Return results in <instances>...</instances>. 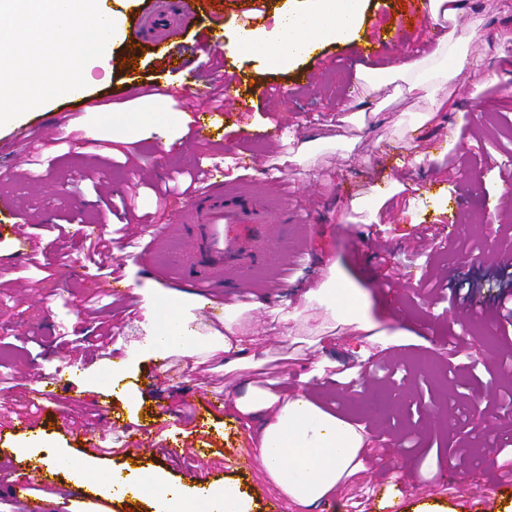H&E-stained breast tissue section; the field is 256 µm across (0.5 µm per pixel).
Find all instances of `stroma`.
Instances as JSON below:
<instances>
[{
	"mask_svg": "<svg viewBox=\"0 0 512 512\" xmlns=\"http://www.w3.org/2000/svg\"><path fill=\"white\" fill-rule=\"evenodd\" d=\"M411 3L365 0L358 41L325 46L276 71L230 46L239 26L271 29L288 0H197L199 21L183 42L215 32L227 72L275 93L247 116L226 113L223 138L209 143L187 129L167 134L148 125L123 140L99 130L103 114L132 117L153 101L172 112L212 107V99L196 97L189 70H170L150 48L129 55L120 47L106 64L89 62L82 106L54 99L24 113L18 127L0 128V225L21 219L16 234L0 238L1 447L33 444L53 460L64 449L84 451V434L93 431L112 453L90 473L92 482L107 471L129 480L156 470L181 484L202 461L208 484L237 490L245 512H323L281 494L259 458L257 423L232 406L248 385L279 377L282 391L308 395L372 437L359 469L329 495L334 512H512V477L480 452L495 440L465 418L472 403L494 407L512 388V373L499 369L512 354V324L491 310L462 314L449 307L448 290L432 289L459 256L512 251V207L496 200L499 181L512 180V69L499 59L512 55V39L502 37L512 25V0H477L486 20L477 51L498 80L478 92L463 80L449 86L461 147L446 151L443 133L432 134L422 148L437 157L417 165L391 141L394 122L419 111L415 100L394 97L387 86L377 94L384 109L367 114L364 128L341 120L358 65L397 64L440 36L426 17L411 18ZM289 127L315 147L306 162L287 159L282 136ZM182 172L269 200L286 225L282 241L296 253L287 284L245 314L265 353L261 367L225 371L220 352L174 354L159 364L146 352L151 327L142 306L165 286L154 269L169 252L192 250L175 223L187 196L162 192ZM396 182L412 187L415 215L396 201L377 224L350 211L353 198ZM452 196L463 200L458 219L468 234L448 228ZM154 224L169 232L145 257L136 243ZM333 264L363 290L377 330L415 336L373 354L367 389L337 380L358 365L351 348L360 331L333 323L318 340L289 335L273 314L303 308L306 288L324 281ZM125 278L139 293L110 295L114 280ZM465 332L469 345L449 357V343ZM132 351L137 361L104 400L92 389L98 369ZM66 364L71 389L60 393L52 377ZM133 393L138 401H130ZM217 399L221 407L197 428L191 404ZM107 402L123 423L150 427L171 454L130 462L122 431L109 430L101 413ZM23 421L34 430L17 431ZM197 448L204 459L194 456ZM452 463L462 479L448 478ZM495 482L497 497L484 498L483 487Z\"/></svg>",
	"mask_w": 512,
	"mask_h": 512,
	"instance_id": "35a3bbf8",
	"label": "stroma"
}]
</instances>
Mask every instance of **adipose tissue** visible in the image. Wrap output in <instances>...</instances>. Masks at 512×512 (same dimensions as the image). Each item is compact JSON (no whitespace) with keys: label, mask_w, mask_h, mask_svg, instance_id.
Returning a JSON list of instances; mask_svg holds the SVG:
<instances>
[{"label":"adipose tissue","mask_w":512,"mask_h":512,"mask_svg":"<svg viewBox=\"0 0 512 512\" xmlns=\"http://www.w3.org/2000/svg\"><path fill=\"white\" fill-rule=\"evenodd\" d=\"M363 0H307L306 5L282 11L273 34L261 29L237 32L233 52L261 58L273 69L285 70L297 61L307 60L320 44L343 43L360 30ZM427 17L442 26L443 34L432 50L406 58L392 68L359 66L354 95L347 106L348 123L363 126L364 104L374 100L381 87L393 86L396 94L415 96L424 105L411 122H397L392 140L415 162H422L420 143L430 128L448 129V114L455 106L448 86L463 78L475 84L489 82L482 56L470 54L472 45L483 43L485 19L476 0H428ZM465 26H458L461 16ZM149 120L164 128H182L188 122L183 113L167 112L147 106L141 117L119 118L106 115L103 130L113 137ZM449 148L459 144L457 130L448 129ZM308 301L324 306L337 321L365 324V299L341 276L309 290ZM152 342L149 347L156 361H164L173 352L202 355L223 353L228 368L255 365L248 355L250 338L242 326L238 306L224 309V329L210 336H199L189 328L191 314L185 301L158 299L149 308ZM235 410L259 422L258 451L268 477L282 493L304 505L314 504L351 475L360 465L359 453L367 440L361 427L342 415L322 410L309 398H288L272 388L248 387L233 401ZM134 497L155 501L159 512H244L238 493L228 487H209L192 493L172 483L162 474L136 481Z\"/></svg>","instance_id":"ef3b65f1"}]
</instances>
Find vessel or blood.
<instances>
[{
  "label": "vessel or blood",
  "mask_w": 512,
  "mask_h": 512,
  "mask_svg": "<svg viewBox=\"0 0 512 512\" xmlns=\"http://www.w3.org/2000/svg\"><path fill=\"white\" fill-rule=\"evenodd\" d=\"M197 19L195 0H148L130 34L136 43L148 42L161 48L174 38L183 36ZM209 83L220 84L224 98L234 104L237 112H253L257 104L268 103L269 91H241L240 80L215 70L208 73ZM222 109H209L207 117H194L191 131L196 140L212 139L213 129L223 126ZM182 223L190 225L200 245L193 256L177 254L160 269L161 277L175 288H207L223 295L225 287L241 288L249 283L251 271L258 261L273 259L281 267L292 264L287 250L274 246L277 226L271 210L262 202L239 203L225 197L219 184H208L194 191L190 204L181 215ZM126 452L158 454L159 448L149 427H135L125 445ZM52 470L42 461H26L23 478L13 484L10 495L23 500L24 512H50L46 499L32 497L30 491L42 487L58 496L71 499L82 495L85 482L74 475L71 486L58 485Z\"/></svg>",
  "instance_id": "obj_1"
}]
</instances>
